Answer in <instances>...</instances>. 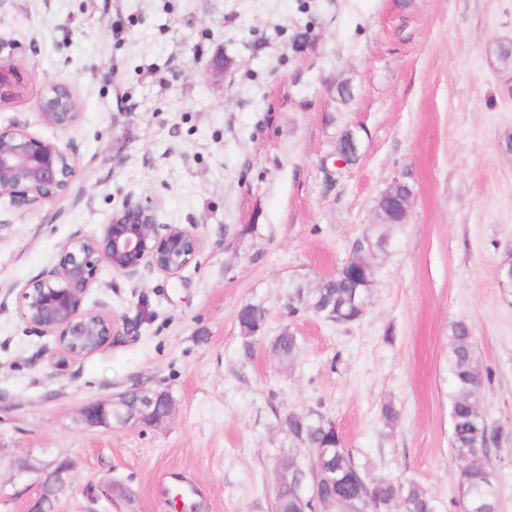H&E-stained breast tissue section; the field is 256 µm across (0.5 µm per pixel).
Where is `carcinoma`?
Segmentation results:
<instances>
[{"label":"carcinoma","instance_id":"1","mask_svg":"<svg viewBox=\"0 0 512 512\" xmlns=\"http://www.w3.org/2000/svg\"><path fill=\"white\" fill-rule=\"evenodd\" d=\"M369 287L368 282L354 280L350 268L345 267L308 292L304 307L324 318L334 310L351 324L365 311ZM237 321L241 353L247 359L256 341L254 332L265 324L266 314L255 304H245L238 311ZM273 349L281 361L290 362L298 349L297 337L285 332L275 339ZM481 385L482 372L474 361L471 327L458 320L448 336V394L458 507L465 512H497L498 507L494 472L487 461V452L497 439L484 421ZM280 425L308 448L309 456L302 461L288 455L277 461L284 471L285 485L275 497L276 512H317L325 506L334 512H370L375 502L381 503L386 512L397 504L402 512H439L436 500L414 483L403 485L385 477L368 478L364 465L343 447L332 420L290 414Z\"/></svg>","mask_w":512,"mask_h":512}]
</instances>
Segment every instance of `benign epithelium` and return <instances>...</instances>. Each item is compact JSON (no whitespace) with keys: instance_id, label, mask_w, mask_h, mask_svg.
<instances>
[{"instance_id":"7a95c632","label":"benign epithelium","mask_w":512,"mask_h":512,"mask_svg":"<svg viewBox=\"0 0 512 512\" xmlns=\"http://www.w3.org/2000/svg\"><path fill=\"white\" fill-rule=\"evenodd\" d=\"M17 81L14 67L0 65V102L14 96ZM38 109L42 122L55 128L73 125L80 115L79 103L64 82L50 85ZM77 172L74 152L58 141L20 127L0 128V198H8L11 206L19 208L65 196ZM392 201L398 203L401 223L407 215L410 194L398 178L377 201L382 224L386 223L383 204ZM203 245L199 233L181 224H160L154 206L129 198L113 213L100 235L69 239L60 246L52 269L24 284L19 293L22 316L33 327L56 336L52 359L58 369L64 370L122 335L112 314L84 307L85 295L100 265L127 276L137 274L142 267L173 274L193 262ZM159 401H164L162 394L141 391L113 402L89 404L82 415L91 426L152 422V407ZM71 481L70 465L58 463L53 473L39 481L41 492L30 512H44L43 505Z\"/></svg>"}]
</instances>
